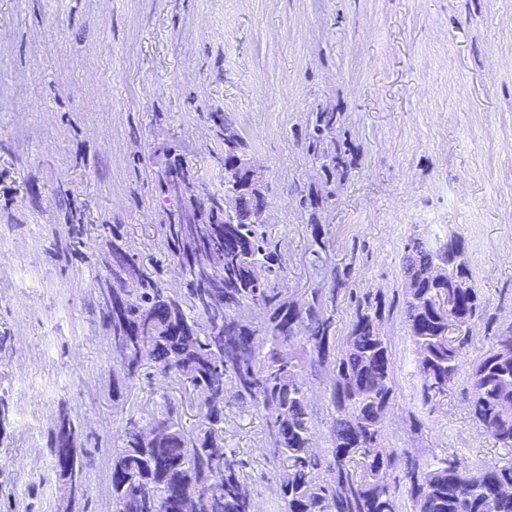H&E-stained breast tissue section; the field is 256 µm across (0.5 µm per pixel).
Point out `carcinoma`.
Listing matches in <instances>:
<instances>
[{"mask_svg":"<svg viewBox=\"0 0 512 512\" xmlns=\"http://www.w3.org/2000/svg\"><path fill=\"white\" fill-rule=\"evenodd\" d=\"M224 150L249 157V144L235 117L224 114ZM175 181L170 222L156 225L167 265L140 269L122 224L104 227L108 250L94 277L88 313L112 337V398L153 367L206 399L203 423H182L181 403L163 394L145 414L130 412L112 441L115 512H164L168 490L177 487L197 499L196 512H250L247 484L256 481L250 461L224 451V408L228 399L266 412L265 471L280 486L278 512H401L390 481L392 450L381 444L383 421L394 392L390 342L378 326L380 301L358 295L348 279L330 270L332 285L308 289L303 303L288 299L279 242L265 225L246 222L260 203L258 190L225 195L207 192L178 158L169 163L160 188ZM236 222H224V209ZM312 264L327 269L330 244L320 224L310 225ZM86 230L55 243L53 255L67 261L82 253ZM408 335L419 355L422 393L431 400L454 382L468 338L448 344V312L438 295L461 296L459 319L472 324L480 313L464 246L452 234L432 246L419 237L403 247ZM174 270L182 288L164 287L163 270ZM355 303L347 350L336 357V299L340 290ZM259 307L261 324L250 310ZM334 360L327 396L328 418L316 416L308 400V379ZM471 412L504 448L512 447V325L502 329L470 375ZM326 425L328 455L309 456L304 442ZM154 430L145 438L140 428ZM56 477L68 489L95 467L92 451L68 415L47 434ZM444 459L427 472L407 460L405 492L413 512H512V466L495 467L481 484L448 483ZM223 482L215 486L217 473Z\"/></svg>","mask_w":512,"mask_h":512,"instance_id":"1","label":"carcinoma"}]
</instances>
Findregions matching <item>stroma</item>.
Segmentation results:
<instances>
[{
  "mask_svg": "<svg viewBox=\"0 0 512 512\" xmlns=\"http://www.w3.org/2000/svg\"><path fill=\"white\" fill-rule=\"evenodd\" d=\"M216 112L234 115L264 172L289 297L322 280L309 264L320 224L332 264L383 302L393 477L410 458L512 465L474 421L469 385L512 324V0H0V512H69L45 447L60 411L107 440L128 411L183 397L157 376L113 399L84 305L106 245L64 271L50 252L79 225L122 224L152 268L171 208L156 148L223 193ZM323 112L336 122L320 132ZM336 157L346 177L329 176ZM454 233L483 311L454 383L428 402L403 246ZM183 399L196 427L198 403ZM224 449L263 470L264 413L229 403Z\"/></svg>",
  "mask_w": 512,
  "mask_h": 512,
  "instance_id": "35a3bbf8",
  "label": "stroma"
}]
</instances>
